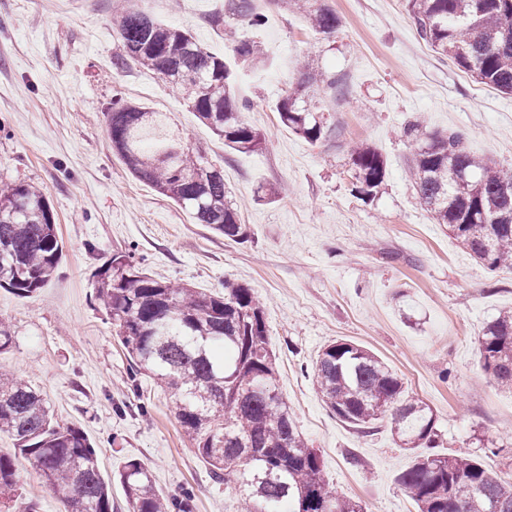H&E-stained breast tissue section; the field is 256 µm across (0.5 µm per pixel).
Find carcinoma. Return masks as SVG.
<instances>
[{
    "label": "carcinoma",
    "mask_w": 512,
    "mask_h": 512,
    "mask_svg": "<svg viewBox=\"0 0 512 512\" xmlns=\"http://www.w3.org/2000/svg\"><path fill=\"white\" fill-rule=\"evenodd\" d=\"M255 0H224L213 19L231 37L235 60L245 67L269 64L262 45L242 38L264 18ZM324 39L341 26L325 0H292ZM418 37L434 53L480 84L512 94V0H405ZM123 43L112 56L117 73L140 66L180 90L198 119L224 139L232 153L254 152L266 134L243 112L250 103L235 93L238 70L198 44L189 31L160 23L135 0L114 14ZM344 96L343 81L320 77L313 61L302 63L294 89L276 104L280 123L315 144L334 133L316 103L303 92L317 82ZM108 135L132 175L187 210L199 224L238 240L248 236L227 200L223 170L174 135L164 112L128 102L114 88ZM411 147L410 175L420 204L477 261L491 270L512 269V170L499 169L464 147L461 131L404 129ZM352 192L372 202L387 165L372 146L349 150ZM511 190L507 195L504 190ZM61 244L43 190L24 183L0 185V288L34 296L57 272ZM94 300L112 320L130 358L127 380L138 389L150 377L170 394L174 414L194 453L229 491L224 512H366L330 485L317 450L299 432L276 386L265 306L252 289L224 283L213 294L186 284L158 281L126 253L112 256L97 274ZM483 372L512 390V312L502 311L477 340ZM313 373L327 408L367 436L377 422L415 451L397 482L416 512H512V483L494 477L476 458L432 453L435 417L411 396L377 355L346 341L319 354ZM0 433L12 437L66 512H118L111 483L100 472L93 442L76 427L54 422L48 401L25 381L0 371ZM116 478L126 491L127 512H189L185 498L159 495L152 471L132 459ZM16 468L0 455V498L16 492Z\"/></svg>",
    "instance_id": "cac0c4a2"
}]
</instances>
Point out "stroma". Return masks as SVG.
Instances as JSON below:
<instances>
[{
  "mask_svg": "<svg viewBox=\"0 0 512 512\" xmlns=\"http://www.w3.org/2000/svg\"><path fill=\"white\" fill-rule=\"evenodd\" d=\"M342 26L329 41L305 13L266 0V22L246 29L273 58L243 73L246 119L268 134L254 153H228L176 88L131 68L112 73L122 41L113 14L122 0H0V180L41 187L54 213L63 255L53 278L30 298L0 288L11 348L0 367L47 397L55 420L83 431L99 452L112 499L126 494L114 474L136 458L168 498L194 492L193 512H224V485L190 449L167 393L142 377L126 383L129 357L109 316L92 300L96 275L113 254L134 252L149 273L211 293L231 280L266 305L277 385L296 425L320 452L340 493L368 512H414L396 482L412 460L389 423L371 435L333 416L312 366L328 344L348 341L382 358L436 416V451L481 459L512 482V392L478 363L477 338L512 310V271H490L445 225L434 223L407 174L403 129H460L471 153L512 169V95L474 81L417 37L405 0H328ZM164 24L186 28L218 57L231 55L212 16L224 0H145ZM341 77L336 100L312 88L335 135L312 144L281 126L276 104L295 83L300 60ZM169 113L188 144L224 170L248 240L196 223L137 180L107 132L112 90ZM366 142L388 163L387 184L370 203L351 191L348 144ZM276 192L259 198V188ZM17 491L0 512H65L60 495L17 458Z\"/></svg>",
  "mask_w": 512,
  "mask_h": 512,
  "instance_id": "stroma-1",
  "label": "stroma"
}]
</instances>
